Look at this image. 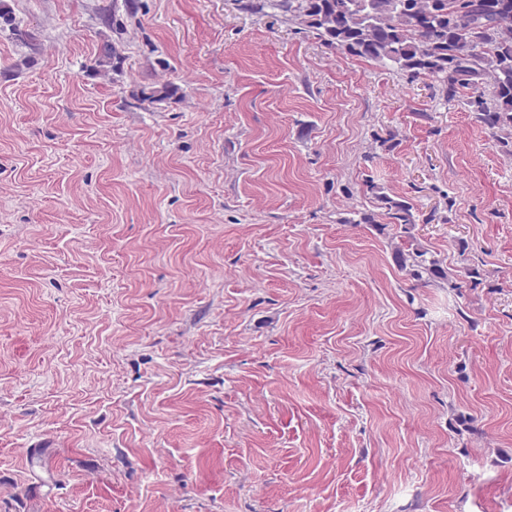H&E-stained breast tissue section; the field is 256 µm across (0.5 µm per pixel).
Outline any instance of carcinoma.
I'll list each match as a JSON object with an SVG mask.
<instances>
[{
    "mask_svg": "<svg viewBox=\"0 0 512 512\" xmlns=\"http://www.w3.org/2000/svg\"><path fill=\"white\" fill-rule=\"evenodd\" d=\"M243 8L274 9L325 47L430 80L448 99L468 92L494 145L512 155V0H244ZM378 199L392 223H417L411 203ZM393 259L402 269L412 261L419 279L441 274L418 246L396 248Z\"/></svg>",
    "mask_w": 512,
    "mask_h": 512,
    "instance_id": "carcinoma-1",
    "label": "carcinoma"
}]
</instances>
